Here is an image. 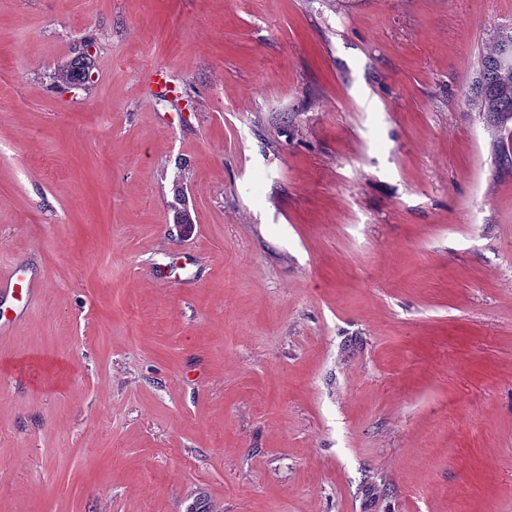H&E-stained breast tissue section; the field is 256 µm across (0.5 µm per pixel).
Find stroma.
<instances>
[{"instance_id":"obj_1","label":"stroma","mask_w":512,"mask_h":512,"mask_svg":"<svg viewBox=\"0 0 512 512\" xmlns=\"http://www.w3.org/2000/svg\"><path fill=\"white\" fill-rule=\"evenodd\" d=\"M510 25L0 0V271L42 283L0 337V512H512V164L467 104ZM53 79L55 82L68 87H86L92 82L90 55L79 48L74 52L69 64L61 66L54 72Z\"/></svg>"}]
</instances>
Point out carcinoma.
<instances>
[{
    "label": "carcinoma",
    "instance_id": "1",
    "mask_svg": "<svg viewBox=\"0 0 512 512\" xmlns=\"http://www.w3.org/2000/svg\"><path fill=\"white\" fill-rule=\"evenodd\" d=\"M506 42L512 45V27L496 31L484 48L468 99L469 106L501 133L512 131V69L503 64ZM53 79L68 87L87 86L92 82L90 57L81 50L74 52L70 63L57 69Z\"/></svg>",
    "mask_w": 512,
    "mask_h": 512
}]
</instances>
